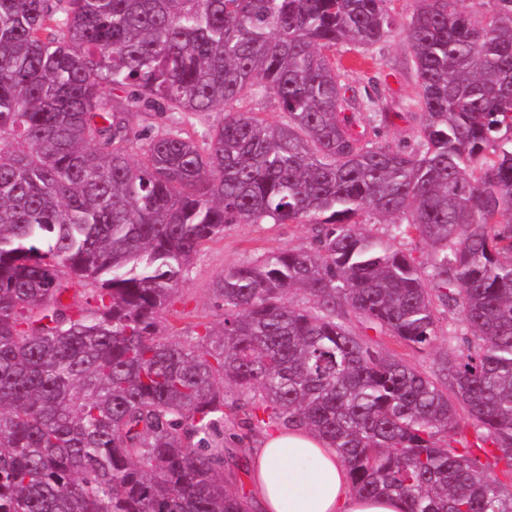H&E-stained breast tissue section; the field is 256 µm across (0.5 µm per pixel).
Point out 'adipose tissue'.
<instances>
[{
	"label": "adipose tissue",
	"instance_id": "1",
	"mask_svg": "<svg viewBox=\"0 0 512 512\" xmlns=\"http://www.w3.org/2000/svg\"><path fill=\"white\" fill-rule=\"evenodd\" d=\"M250 470L262 512H406L400 498L354 491L335 448L303 428L264 434L251 451Z\"/></svg>",
	"mask_w": 512,
	"mask_h": 512
}]
</instances>
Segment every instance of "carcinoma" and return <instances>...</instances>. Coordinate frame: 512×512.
Here are the masks:
<instances>
[{
	"label": "carcinoma",
	"mask_w": 512,
	"mask_h": 512,
	"mask_svg": "<svg viewBox=\"0 0 512 512\" xmlns=\"http://www.w3.org/2000/svg\"><path fill=\"white\" fill-rule=\"evenodd\" d=\"M388 2L0 0V512H247L228 385L330 440L360 494L512 512V0H415L411 150L372 138L385 100L334 54L388 37ZM264 95L282 120L234 110ZM224 108L131 158L137 114ZM266 221L314 243L219 274V328L167 331L201 247ZM446 310L470 336L433 377L349 326L421 347ZM223 121L224 112L214 111L202 115H192L190 117H187L183 120L181 124L178 125V127L184 128L191 134L193 133V131H196V137L200 138V134L204 133L209 129H213L221 125Z\"/></svg>",
	"instance_id": "cac0c4a2"
}]
</instances>
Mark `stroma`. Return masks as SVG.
Returning <instances> with one entry per match:
<instances>
[{"mask_svg": "<svg viewBox=\"0 0 512 512\" xmlns=\"http://www.w3.org/2000/svg\"><path fill=\"white\" fill-rule=\"evenodd\" d=\"M391 13L395 26L382 42L362 52L336 48V57L347 68V81L357 94L384 90L392 110L386 126L381 127L379 138L392 145H410L414 142L415 123L406 105L417 92L416 74L412 65L406 35L407 24L413 11L412 0H392ZM313 239L309 224H230L224 234L206 243L198 252L172 301L174 310L183 312L176 328L182 337L193 336L198 323L217 324L221 319L212 299L211 285L225 269L246 260H252L288 247H306ZM457 315L440 319L436 336L424 347L400 346L390 337L365 328L352 321V329L363 335L376 349L392 351L408 366L424 373H432L441 358L453 350L457 342L449 336L450 329L459 327ZM262 426L248 422L244 412L224 418V478L229 491L251 500L247 457L250 446L262 436Z\"/></svg>", "mask_w": 512, "mask_h": 512, "instance_id": "stroma-1", "label": "stroma"}]
</instances>
